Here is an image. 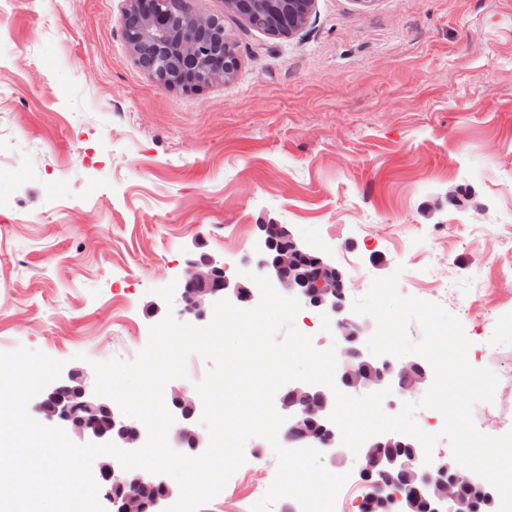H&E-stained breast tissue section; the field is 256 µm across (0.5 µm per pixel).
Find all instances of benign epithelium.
I'll return each mask as SVG.
<instances>
[{
  "instance_id": "1",
  "label": "benign epithelium",
  "mask_w": 512,
  "mask_h": 512,
  "mask_svg": "<svg viewBox=\"0 0 512 512\" xmlns=\"http://www.w3.org/2000/svg\"><path fill=\"white\" fill-rule=\"evenodd\" d=\"M125 15L126 39L134 53L146 45L162 62V77L173 87L195 88L206 85L213 75L205 74V65L222 68L224 57L200 56L196 35L204 31L212 19L188 16V24L180 35L171 33L163 4L165 0H128ZM261 12L272 19L292 7V0H256ZM262 244L257 268L261 275L300 304L334 320L339 359L335 385L347 394L359 395L390 389L387 402L393 409L408 394L428 386L432 371L428 361L412 355L407 362L391 355L375 356L368 350L369 326L360 322L347 305L341 271L326 258L312 256L284 224L258 225ZM229 266L211 255L187 260V271L181 284L184 306L181 314L196 324L205 323L213 315L214 304L222 299L239 308L258 303L260 294L234 282ZM288 400L277 404L285 424L299 431V437L313 448H322L331 458L343 462L349 449L341 442V432L330 415L335 396L329 388H317L306 382H292ZM33 408L44 420L62 428L68 437L82 444L112 442L123 450L133 451L146 441L140 427H131L117 403L98 396L89 376L70 369L32 398ZM166 407L174 417L171 444L179 453L197 456L208 446V439L198 429V403L185 390H173ZM360 474L368 481L369 498H381L389 485L372 482L373 471H400L409 477L411 488L425 492L435 512H462L461 491L472 489L487 497L494 488L484 479L451 461L425 463L419 441L411 436L371 437L357 454ZM101 491L106 512H147L141 495L145 480L164 481L160 474L145 475L125 470L115 458L100 464ZM120 487L121 496L114 494Z\"/></svg>"
}]
</instances>
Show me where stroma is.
I'll return each instance as SVG.
<instances>
[{
    "instance_id": "obj_1",
    "label": "stroma",
    "mask_w": 512,
    "mask_h": 512,
    "mask_svg": "<svg viewBox=\"0 0 512 512\" xmlns=\"http://www.w3.org/2000/svg\"><path fill=\"white\" fill-rule=\"evenodd\" d=\"M238 67L197 90L136 60L127 0H0V352L91 370L135 359L192 253L255 272L259 224L344 275L461 322L498 378L472 410L512 431V0H315L292 34L226 0ZM198 512H251L260 437Z\"/></svg>"
}]
</instances>
